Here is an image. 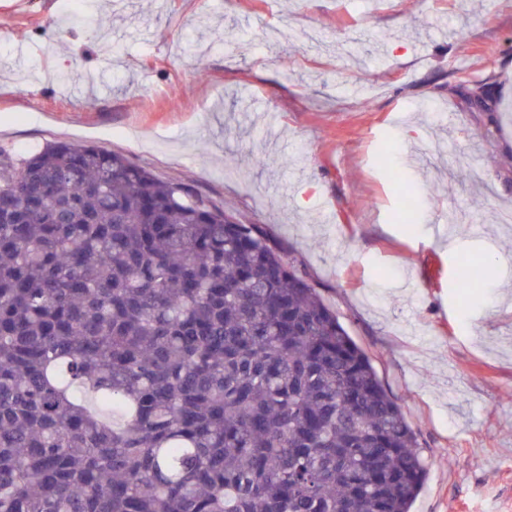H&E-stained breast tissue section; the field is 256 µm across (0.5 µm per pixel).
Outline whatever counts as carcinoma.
<instances>
[{"label": "carcinoma", "mask_w": 512, "mask_h": 512, "mask_svg": "<svg viewBox=\"0 0 512 512\" xmlns=\"http://www.w3.org/2000/svg\"><path fill=\"white\" fill-rule=\"evenodd\" d=\"M224 215L97 146L0 148V512H410L401 404L295 253Z\"/></svg>", "instance_id": "1"}]
</instances>
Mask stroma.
I'll list each match as a JSON object with an SVG mask.
<instances>
[{"instance_id":"obj_1","label":"stroma","mask_w":512,"mask_h":512,"mask_svg":"<svg viewBox=\"0 0 512 512\" xmlns=\"http://www.w3.org/2000/svg\"><path fill=\"white\" fill-rule=\"evenodd\" d=\"M511 107L512 0H0V146L98 145L292 249L421 435L412 512H512ZM488 269L481 257H467L457 269V284L460 293H468L475 284L484 280Z\"/></svg>"}]
</instances>
